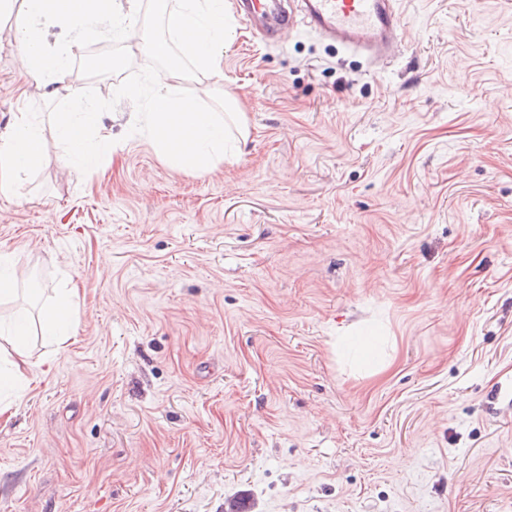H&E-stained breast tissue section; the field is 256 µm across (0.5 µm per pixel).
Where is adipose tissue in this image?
I'll return each instance as SVG.
<instances>
[{
	"instance_id": "ef3b65f1",
	"label": "adipose tissue",
	"mask_w": 512,
	"mask_h": 512,
	"mask_svg": "<svg viewBox=\"0 0 512 512\" xmlns=\"http://www.w3.org/2000/svg\"><path fill=\"white\" fill-rule=\"evenodd\" d=\"M51 24L63 27L71 43L49 50L43 30ZM162 24L161 36L153 28L136 26L112 0H20L13 28L17 53L26 75L47 96L68 103L65 111L57 113L53 133L72 165L97 167L119 148L107 131L104 113L85 100L69 79L74 42L92 36L135 41L156 58L179 55V62L157 81L145 111L132 113L127 121L132 128L149 125L154 145L170 167L205 174L223 164L226 142L246 141L247 127L232 96L223 95V113L206 111L180 65L186 59L198 70L222 74L227 32L224 0H180L165 9ZM43 141V121L32 113H21L0 133L1 199H17L21 175L42 168ZM76 297L75 289L67 288L56 304L44 307L43 326L50 335L64 341L74 338L79 313Z\"/></svg>"
}]
</instances>
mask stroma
I'll return each mask as SVG.
<instances>
[{"label":"stroma","instance_id":"35a3bbf8","mask_svg":"<svg viewBox=\"0 0 512 512\" xmlns=\"http://www.w3.org/2000/svg\"><path fill=\"white\" fill-rule=\"evenodd\" d=\"M385 66L225 11L248 137L204 175L111 122L110 163L45 166L0 201V253L77 288V342L37 318L0 392V512H512V6L399 0ZM0 19V131L63 110ZM91 42L72 78L136 111L165 70ZM376 342L365 358L357 337Z\"/></svg>","mask_w":512,"mask_h":512}]
</instances>
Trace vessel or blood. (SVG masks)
I'll return each mask as SVG.
<instances>
[{
	"instance_id": "1",
	"label": "vessel or blood",
	"mask_w": 512,
	"mask_h": 512,
	"mask_svg": "<svg viewBox=\"0 0 512 512\" xmlns=\"http://www.w3.org/2000/svg\"><path fill=\"white\" fill-rule=\"evenodd\" d=\"M239 19L267 41H278L296 25L336 40L374 60L388 58L402 40L404 20L397 0H235Z\"/></svg>"
}]
</instances>
